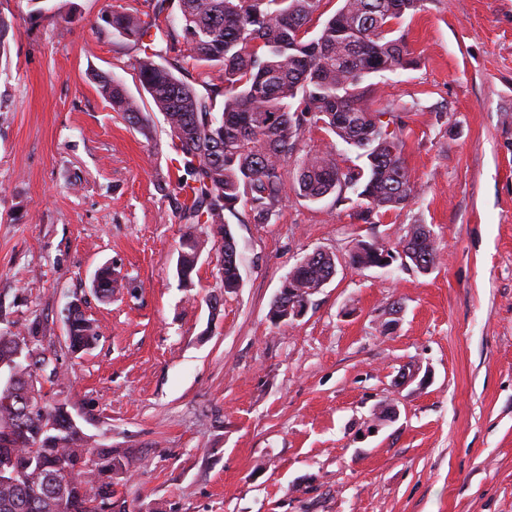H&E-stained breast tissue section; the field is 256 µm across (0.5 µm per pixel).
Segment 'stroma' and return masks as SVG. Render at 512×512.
I'll list each match as a JSON object with an SVG mask.
<instances>
[{
    "label": "stroma",
    "mask_w": 512,
    "mask_h": 512,
    "mask_svg": "<svg viewBox=\"0 0 512 512\" xmlns=\"http://www.w3.org/2000/svg\"><path fill=\"white\" fill-rule=\"evenodd\" d=\"M153 4L0 0V313L57 353L43 391L89 447L129 455L112 512H512V0H423L398 26L412 64L366 77L368 106L394 114L409 206L367 222L355 199L291 190L270 223L226 214L230 294L212 248L179 285L181 153L137 46L103 20ZM109 77L150 135L113 112ZM412 224L434 235L432 272L347 264ZM317 249L336 276L275 325L272 300ZM106 264L123 277L109 300L92 285ZM77 294L99 340L74 355ZM100 89L112 104V109L120 112L126 122L145 136L150 133L149 121L142 112L140 103L128 93L122 82L114 79L104 80L100 84Z\"/></svg>",
    "instance_id": "stroma-1"
}]
</instances>
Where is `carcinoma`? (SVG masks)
Returning a JSON list of instances; mask_svg holds the SVG:
<instances>
[{
  "instance_id": "obj_1",
  "label": "carcinoma",
  "mask_w": 512,
  "mask_h": 512,
  "mask_svg": "<svg viewBox=\"0 0 512 512\" xmlns=\"http://www.w3.org/2000/svg\"><path fill=\"white\" fill-rule=\"evenodd\" d=\"M421 2L343 0L313 38L311 23L321 16L323 0H178L179 29L171 22L163 28L147 22L134 7L112 12L108 24L114 33L143 46L134 69L183 155L185 175L177 189L191 191L184 217L190 224L211 226L224 291L241 283L237 243L224 213L241 204L256 224L276 215L285 200L286 168L308 126L321 125L355 150L358 163L341 167L330 150L306 154L293 168L297 195L315 202L349 190L361 200L366 221L411 202L416 186L399 136L364 102L373 87L360 84L411 63L407 44L394 36L395 25ZM159 35L171 43L184 41L198 66L219 67L220 116L213 115L210 98L155 61ZM100 89L126 122L145 136L150 133L140 103L122 82L104 80ZM205 246L192 233L183 236L177 259L181 287L193 286ZM418 249L424 266L437 265L435 241H422ZM335 263L334 257L310 253L289 278L313 288ZM96 282L103 298L112 297L118 287L109 267L100 268ZM66 324L71 353L97 343L96 326L80 308L67 309ZM34 341L33 327L26 336L9 326L0 328V360L15 364L19 372L12 389L0 391V512H104L103 506L112 505L114 479L128 473L131 460L112 447L90 452L79 426L67 424L65 404L45 398L39 406L27 404L37 376L54 379L59 374L56 357L33 356ZM45 418L56 421L58 429L43 430ZM61 473L70 480L60 511L53 494Z\"/></svg>"
}]
</instances>
